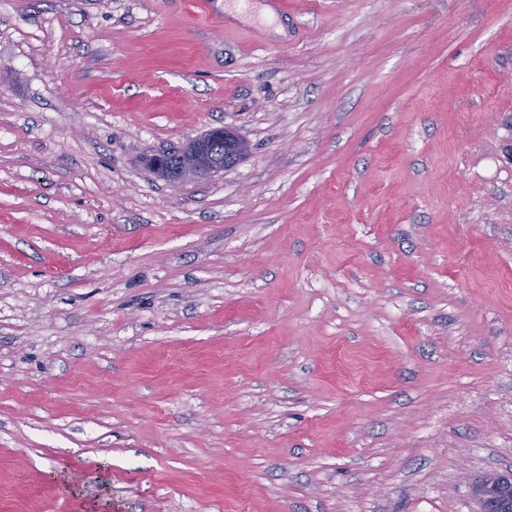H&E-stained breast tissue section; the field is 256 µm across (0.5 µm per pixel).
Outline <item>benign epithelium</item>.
<instances>
[{
  "mask_svg": "<svg viewBox=\"0 0 512 512\" xmlns=\"http://www.w3.org/2000/svg\"><path fill=\"white\" fill-rule=\"evenodd\" d=\"M250 152L247 140L229 127L208 130L171 156L157 152L146 159L147 167L173 186L205 180L235 167Z\"/></svg>",
  "mask_w": 512,
  "mask_h": 512,
  "instance_id": "obj_1",
  "label": "benign epithelium"
}]
</instances>
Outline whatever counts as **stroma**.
I'll use <instances>...</instances> for the list:
<instances>
[{
    "mask_svg": "<svg viewBox=\"0 0 512 512\" xmlns=\"http://www.w3.org/2000/svg\"><path fill=\"white\" fill-rule=\"evenodd\" d=\"M216 2L0 0V512H479L512 0ZM175 156L157 152L146 159L147 167L173 186L205 180L234 168L250 152L247 140L234 129L218 127L192 139ZM224 155V159H218Z\"/></svg>",
    "mask_w": 512,
    "mask_h": 512,
    "instance_id": "stroma-1",
    "label": "stroma"
}]
</instances>
